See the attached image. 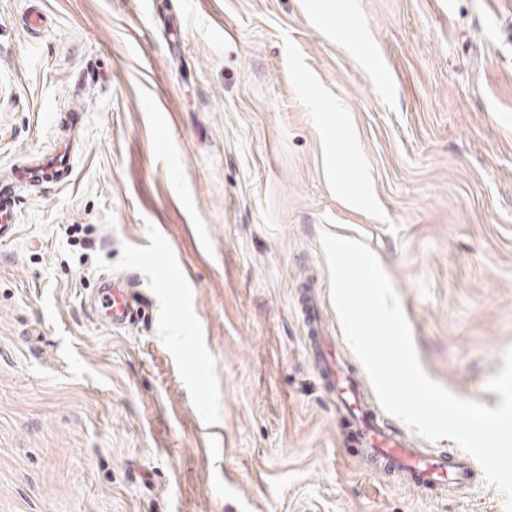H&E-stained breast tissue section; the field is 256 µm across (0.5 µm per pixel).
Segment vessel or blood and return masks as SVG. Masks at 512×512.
Listing matches in <instances>:
<instances>
[{"mask_svg": "<svg viewBox=\"0 0 512 512\" xmlns=\"http://www.w3.org/2000/svg\"><path fill=\"white\" fill-rule=\"evenodd\" d=\"M68 149L67 142L55 140L47 154L28 158L10 179L0 182V244L12 242L17 234L23 192L71 183L74 168ZM93 296L96 317L115 329L139 324L152 307L150 296L132 274L101 277ZM298 308L310 360L330 385L336 407L345 418L344 446L353 448L371 470L428 495L457 492L472 485L477 470L469 455L450 448L417 447L403 428L381 413L362 373L337 350L325 328L322 290L317 283L300 288Z\"/></svg>", "mask_w": 512, "mask_h": 512, "instance_id": "1", "label": "vessel or blood"}]
</instances>
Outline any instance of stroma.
Returning <instances> with one entry per match:
<instances>
[{
    "label": "stroma",
    "instance_id": "35a3bbf8",
    "mask_svg": "<svg viewBox=\"0 0 512 512\" xmlns=\"http://www.w3.org/2000/svg\"><path fill=\"white\" fill-rule=\"evenodd\" d=\"M60 112L74 178L0 244V512H504L357 462L294 294L365 242L426 373L500 404L512 0H0V166ZM127 272L156 304L111 330ZM93 296L96 317L113 329L138 325L153 306L133 274L125 278L102 276Z\"/></svg>",
    "mask_w": 512,
    "mask_h": 512
}]
</instances>
